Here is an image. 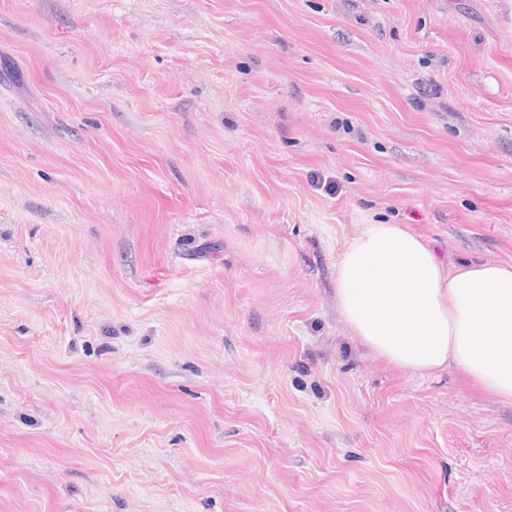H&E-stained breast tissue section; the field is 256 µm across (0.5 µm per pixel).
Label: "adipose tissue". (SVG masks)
Masks as SVG:
<instances>
[{
  "mask_svg": "<svg viewBox=\"0 0 512 512\" xmlns=\"http://www.w3.org/2000/svg\"><path fill=\"white\" fill-rule=\"evenodd\" d=\"M336 305L354 336L410 372L460 368L512 403V265L446 270L400 224H366L336 261Z\"/></svg>",
  "mask_w": 512,
  "mask_h": 512,
  "instance_id": "ef3b65f1",
  "label": "adipose tissue"
}]
</instances>
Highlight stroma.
<instances>
[{
	"mask_svg": "<svg viewBox=\"0 0 512 512\" xmlns=\"http://www.w3.org/2000/svg\"><path fill=\"white\" fill-rule=\"evenodd\" d=\"M365 224L512 264V0H0V512H512V404L342 320Z\"/></svg>",
	"mask_w": 512,
	"mask_h": 512,
	"instance_id": "stroma-1",
	"label": "stroma"
}]
</instances>
